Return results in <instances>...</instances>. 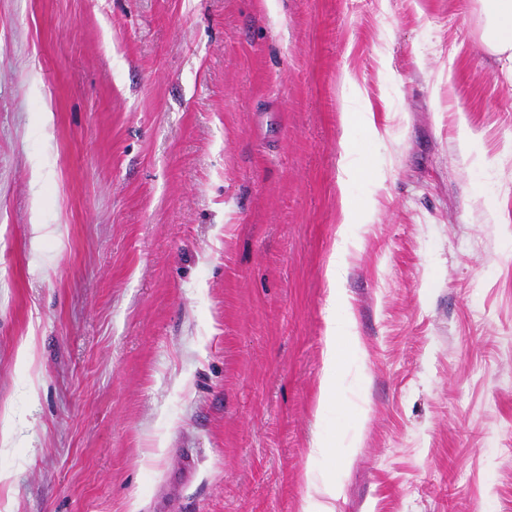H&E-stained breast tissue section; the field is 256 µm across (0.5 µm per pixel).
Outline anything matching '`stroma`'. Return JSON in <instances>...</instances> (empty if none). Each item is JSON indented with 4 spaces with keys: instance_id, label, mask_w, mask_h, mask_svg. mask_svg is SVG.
Wrapping results in <instances>:
<instances>
[{
    "instance_id": "35a3bbf8",
    "label": "stroma",
    "mask_w": 512,
    "mask_h": 512,
    "mask_svg": "<svg viewBox=\"0 0 512 512\" xmlns=\"http://www.w3.org/2000/svg\"><path fill=\"white\" fill-rule=\"evenodd\" d=\"M482 32L478 0H0V512H299L319 475L336 512H512ZM364 99L359 95H353L347 100L346 111L343 113L345 125L350 124L352 118L359 117L365 127L372 132H376L373 112H366ZM361 110L362 112H354ZM342 197V220L338 229L341 241H346L345 233L350 224H365L368 221L369 213L366 208L355 205L348 197L346 191H341ZM359 221V222H354ZM345 297L340 288H332L327 314V330L324 351V375L318 390L317 420L336 406L339 394L340 370L345 343L359 346L355 319L343 311Z\"/></svg>"
}]
</instances>
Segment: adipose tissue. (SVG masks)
Here are the masks:
<instances>
[{
  "label": "adipose tissue",
  "instance_id": "ef3b65f1",
  "mask_svg": "<svg viewBox=\"0 0 512 512\" xmlns=\"http://www.w3.org/2000/svg\"><path fill=\"white\" fill-rule=\"evenodd\" d=\"M484 16L483 42L497 57L508 78L512 79V0H479ZM328 279L333 285L327 314L324 351V375L318 390L317 416H324L336 406L344 344L358 345L353 316L343 310L344 296L339 286L348 269L340 253H333L328 264Z\"/></svg>",
  "mask_w": 512,
  "mask_h": 512
}]
</instances>
